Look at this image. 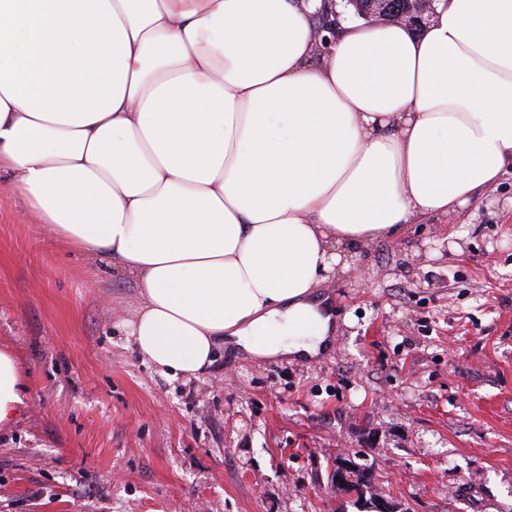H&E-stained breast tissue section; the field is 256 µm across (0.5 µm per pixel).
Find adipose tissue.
<instances>
[{
  "label": "adipose tissue",
  "mask_w": 512,
  "mask_h": 512,
  "mask_svg": "<svg viewBox=\"0 0 512 512\" xmlns=\"http://www.w3.org/2000/svg\"><path fill=\"white\" fill-rule=\"evenodd\" d=\"M321 0H0V182L140 288L167 378L231 347L331 346L347 254L464 213L512 166V0H437L421 31ZM23 403L0 350V427Z\"/></svg>",
  "instance_id": "1"
}]
</instances>
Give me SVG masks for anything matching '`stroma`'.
<instances>
[{
  "mask_svg": "<svg viewBox=\"0 0 512 512\" xmlns=\"http://www.w3.org/2000/svg\"><path fill=\"white\" fill-rule=\"evenodd\" d=\"M325 292L326 353L228 351L170 380L124 334L136 283L0 185V348L26 398L0 430V512H360L332 482L344 459L404 512H512V168Z\"/></svg>",
  "mask_w": 512,
  "mask_h": 512,
  "instance_id": "1",
  "label": "stroma"
}]
</instances>
